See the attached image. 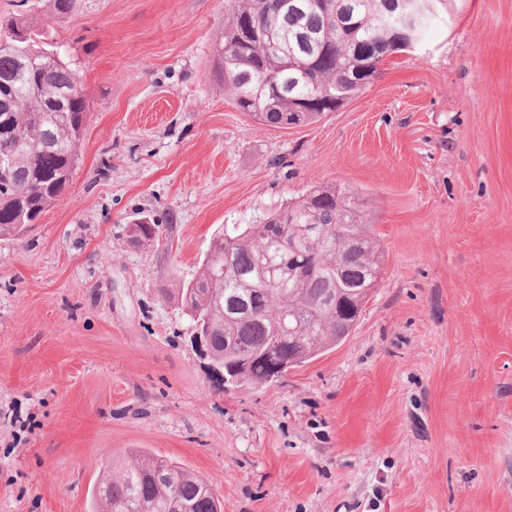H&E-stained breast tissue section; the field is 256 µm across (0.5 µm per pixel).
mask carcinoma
Here are the masks:
<instances>
[{
  "label": "carcinoma",
  "mask_w": 512,
  "mask_h": 512,
  "mask_svg": "<svg viewBox=\"0 0 512 512\" xmlns=\"http://www.w3.org/2000/svg\"><path fill=\"white\" fill-rule=\"evenodd\" d=\"M224 0V36L214 45L220 81L235 106L262 124L287 128L291 116L317 121L353 97L379 73L390 55L408 50L397 25L384 20L387 0ZM435 0H413L419 39ZM0 109L11 106L24 139L14 168L21 179L14 198L0 190V237H16L44 213L69 185L87 126L83 93L67 94L71 68L54 50L49 25L25 15L0 19ZM304 224H317L325 238L285 246L272 257L306 272L273 284L259 271L267 240L290 239ZM160 242V225L142 222L135 244ZM380 244L354 193L322 185L275 210L259 224H234L214 235L193 281L164 289L187 312L195 329L209 336L213 362L245 372L242 386L269 383L277 348L305 363L352 332L364 287L378 278ZM222 512L206 481L180 463L133 450L105 468L93 491L90 512Z\"/></svg>",
  "instance_id": "carcinoma-1"
}]
</instances>
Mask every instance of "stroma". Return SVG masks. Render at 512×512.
<instances>
[{
    "label": "stroma",
    "mask_w": 512,
    "mask_h": 512,
    "mask_svg": "<svg viewBox=\"0 0 512 512\" xmlns=\"http://www.w3.org/2000/svg\"><path fill=\"white\" fill-rule=\"evenodd\" d=\"M49 22L89 104L61 197L0 239V512H89L133 449L224 512H512V0H448L336 111L280 129L216 76L224 0H0ZM320 185L383 249L351 335L219 389L165 288L214 231ZM147 218L162 240L131 244Z\"/></svg>",
    "instance_id": "obj_1"
}]
</instances>
